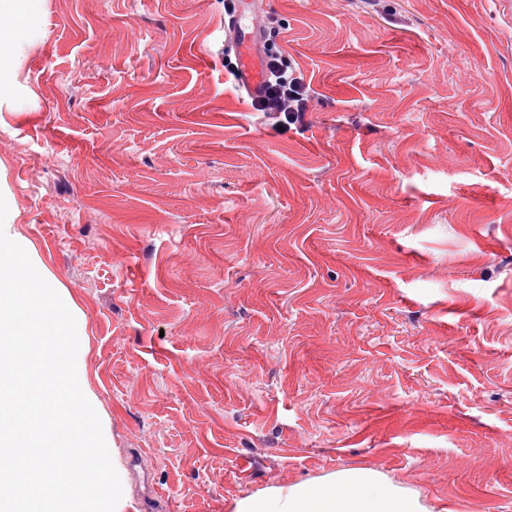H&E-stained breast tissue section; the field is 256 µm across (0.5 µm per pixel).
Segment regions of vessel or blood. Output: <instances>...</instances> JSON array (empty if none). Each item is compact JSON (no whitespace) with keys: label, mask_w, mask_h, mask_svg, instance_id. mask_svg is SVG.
<instances>
[{"label":"vessel or blood","mask_w":512,"mask_h":512,"mask_svg":"<svg viewBox=\"0 0 512 512\" xmlns=\"http://www.w3.org/2000/svg\"><path fill=\"white\" fill-rule=\"evenodd\" d=\"M264 0H234L224 25V50L239 63V83L250 96H257L263 81L261 49L264 39L260 22Z\"/></svg>","instance_id":"b4317fda"}]
</instances>
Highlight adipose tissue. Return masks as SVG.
Wrapping results in <instances>:
<instances>
[{
	"label": "adipose tissue",
	"mask_w": 512,
	"mask_h": 512,
	"mask_svg": "<svg viewBox=\"0 0 512 512\" xmlns=\"http://www.w3.org/2000/svg\"><path fill=\"white\" fill-rule=\"evenodd\" d=\"M44 0H0V104L21 88L20 65L42 35ZM226 512H432L419 494L369 467L273 486L234 500Z\"/></svg>",
	"instance_id": "1"
}]
</instances>
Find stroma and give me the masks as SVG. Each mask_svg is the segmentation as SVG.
I'll use <instances>...</instances> for the list:
<instances>
[{
	"mask_svg": "<svg viewBox=\"0 0 512 512\" xmlns=\"http://www.w3.org/2000/svg\"><path fill=\"white\" fill-rule=\"evenodd\" d=\"M224 2L45 0L0 112L136 512L360 465L512 512V0H268L283 131ZM266 81L263 93L253 99L256 110L267 112L282 127L302 124L314 91L301 72L286 64L278 52H266Z\"/></svg>",
	"mask_w": 512,
	"mask_h": 512,
	"instance_id": "35a3bbf8",
	"label": "stroma"
}]
</instances>
